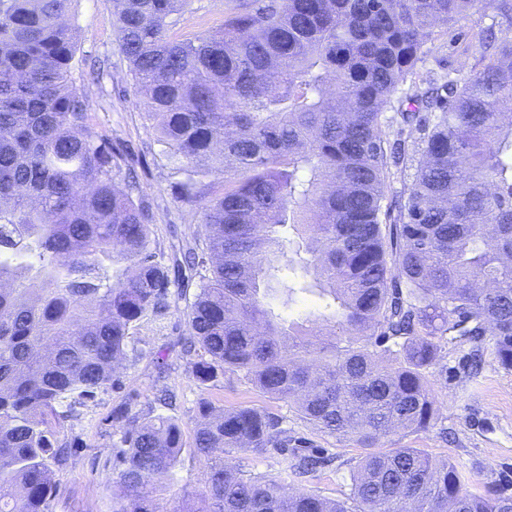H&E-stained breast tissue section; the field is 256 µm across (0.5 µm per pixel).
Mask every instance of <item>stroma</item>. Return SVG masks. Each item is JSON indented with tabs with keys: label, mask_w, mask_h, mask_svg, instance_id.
I'll use <instances>...</instances> for the list:
<instances>
[{
	"label": "stroma",
	"mask_w": 512,
	"mask_h": 512,
	"mask_svg": "<svg viewBox=\"0 0 512 512\" xmlns=\"http://www.w3.org/2000/svg\"><path fill=\"white\" fill-rule=\"evenodd\" d=\"M243 0H193L170 34L183 39L219 31L224 17ZM73 25L77 54L73 66L74 85L88 102L91 127L114 149L129 152V162L138 176L140 194L150 202L154 221L151 238L159 252L170 256L194 243L199 210L180 202L173 188L174 178L159 153L151 122L139 104L128 63L123 57L113 27L112 0H78ZM430 51L418 66L423 82H464L476 65L473 55L452 50L447 37L429 45ZM107 61L110 74L100 82L85 75V60ZM298 291L290 304L272 300L276 314L286 322L315 319L325 314V302L317 292L302 291L300 271L286 273ZM197 276H186L183 298L177 299L160 321H142L133 332L135 346L118 375L121 388L98 393L94 401L79 407L77 418L57 429V438L69 445L63 466L54 470L56 495L49 512H112L117 492L112 472V411L131 405L133 410L161 414L155 405L158 389H172L177 397L170 414L183 431L184 448L170 493L163 500L164 512L187 493L197 494L208 469L206 459L194 451L198 420L197 406L206 399L215 407H254L280 416L288 431L287 452L263 455L232 452L228 458L243 470L255 474H276L285 454L314 450L330 455V464L304 477L300 489L339 501L351 495V474L362 451L319 433L287 402L261 392L228 373L213 387H200L190 364L180 355L179 338L186 331L184 309L198 292ZM429 379L441 408V420L429 430L381 440V448H416L434 460L448 459L469 479L468 488L483 491L485 485L512 483V370L501 368L491 338L481 341L455 336L446 343L442 359Z\"/></svg>",
	"instance_id": "1"
}]
</instances>
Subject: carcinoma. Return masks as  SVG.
Wrapping results in <instances>:
<instances>
[{"label": "carcinoma", "mask_w": 512, "mask_h": 512, "mask_svg": "<svg viewBox=\"0 0 512 512\" xmlns=\"http://www.w3.org/2000/svg\"><path fill=\"white\" fill-rule=\"evenodd\" d=\"M77 0H0V512H48L61 462L54 426L121 385L130 330L171 308V273L200 286L180 339L201 385L231 372L295 405L318 431L365 449L350 501L288 487L319 458L251 476L222 453L288 447L282 420L198 403V503L172 512H512L450 461L382 438L434 427L429 381L451 332L492 336L512 369V39L466 44L463 84L417 85L385 116L438 35L484 0H249L214 35L170 28L191 0H113V26L182 203L201 204L194 246L165 264L126 155L88 123L72 80ZM419 160L400 199L391 167ZM224 178V188L214 191ZM330 314L283 322L282 237ZM112 512H160L183 448L172 417L112 412Z\"/></svg>", "instance_id": "cac0c4a2"}]
</instances>
